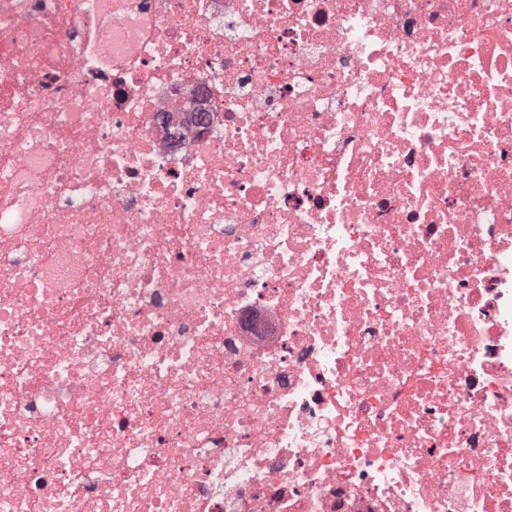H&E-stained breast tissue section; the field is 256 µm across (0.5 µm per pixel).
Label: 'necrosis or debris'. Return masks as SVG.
<instances>
[{
    "label": "necrosis or debris",
    "mask_w": 512,
    "mask_h": 512,
    "mask_svg": "<svg viewBox=\"0 0 512 512\" xmlns=\"http://www.w3.org/2000/svg\"><path fill=\"white\" fill-rule=\"evenodd\" d=\"M0 512H512V0H0Z\"/></svg>",
    "instance_id": "necrosis-or-debris-1"
}]
</instances>
